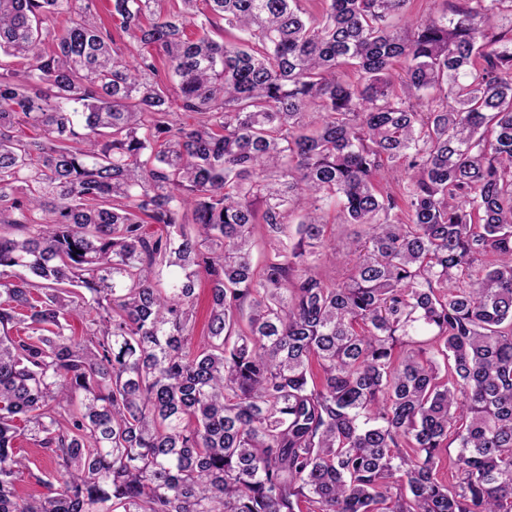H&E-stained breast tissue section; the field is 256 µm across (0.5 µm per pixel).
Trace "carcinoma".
Masks as SVG:
<instances>
[{
  "mask_svg": "<svg viewBox=\"0 0 512 512\" xmlns=\"http://www.w3.org/2000/svg\"><path fill=\"white\" fill-rule=\"evenodd\" d=\"M95 2L0 0V512H512V0ZM446 7L445 0H418L412 5L408 23L405 19L395 18L394 24L401 31L410 32L411 28L428 15H439L445 11Z\"/></svg>",
  "mask_w": 512,
  "mask_h": 512,
  "instance_id": "cac0c4a2",
  "label": "carcinoma"
}]
</instances>
